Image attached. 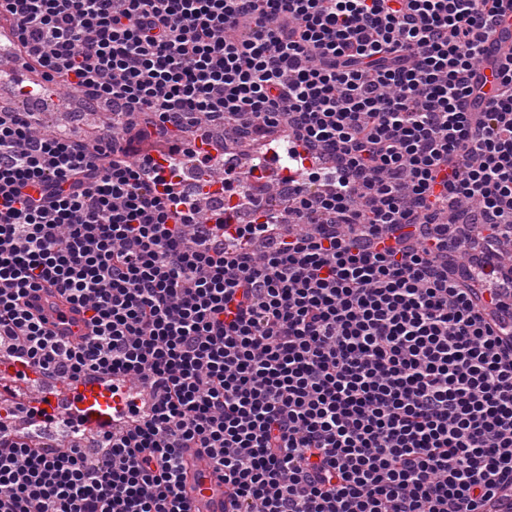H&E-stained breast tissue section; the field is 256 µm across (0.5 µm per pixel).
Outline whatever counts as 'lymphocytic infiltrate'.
<instances>
[{"mask_svg":"<svg viewBox=\"0 0 512 512\" xmlns=\"http://www.w3.org/2000/svg\"><path fill=\"white\" fill-rule=\"evenodd\" d=\"M500 6L0 0L35 92L125 118L87 143L0 109V361L146 398L92 457L1 403L0 512H189L185 448L232 512H512V50L472 83ZM229 120L289 150L280 212H246L256 166L222 210L183 193L186 137L217 165ZM31 302L38 307L48 320L49 326L58 335L79 338L90 333V329L83 320V315L61 303L55 290L42 288L33 295Z\"/></svg>","mask_w":512,"mask_h":512,"instance_id":"obj_1","label":"lymphocytic infiltrate"}]
</instances>
